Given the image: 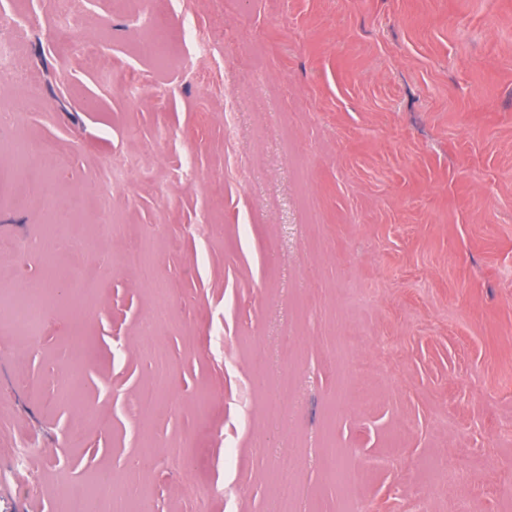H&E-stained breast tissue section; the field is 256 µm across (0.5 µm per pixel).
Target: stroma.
<instances>
[{
	"label": "stroma",
	"instance_id": "stroma-1",
	"mask_svg": "<svg viewBox=\"0 0 512 512\" xmlns=\"http://www.w3.org/2000/svg\"><path fill=\"white\" fill-rule=\"evenodd\" d=\"M57 12L0 0L33 81L0 87V512H67L105 472L128 512H273L283 475L291 512H512V0H76L65 37ZM151 26L163 68L136 52ZM24 136L66 150L29 162L46 208L23 198ZM129 245L168 289L162 363ZM45 288L20 331L13 297Z\"/></svg>",
	"mask_w": 512,
	"mask_h": 512
}]
</instances>
